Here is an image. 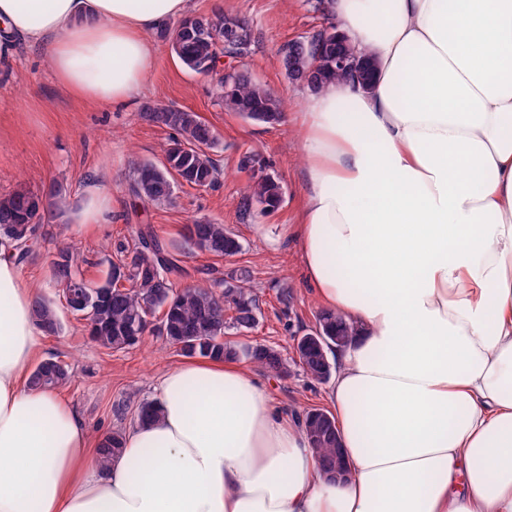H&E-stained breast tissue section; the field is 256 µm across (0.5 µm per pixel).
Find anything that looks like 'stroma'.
<instances>
[{
	"instance_id": "stroma-1",
	"label": "stroma",
	"mask_w": 512,
	"mask_h": 512,
	"mask_svg": "<svg viewBox=\"0 0 512 512\" xmlns=\"http://www.w3.org/2000/svg\"><path fill=\"white\" fill-rule=\"evenodd\" d=\"M219 11L246 19L256 36L251 52L234 59V66L248 71L283 100L288 112L301 111L306 88L288 79L278 49L319 29L325 18L307 0H193V14ZM149 105L190 110L213 126L218 141L210 154L222 172L216 187L200 189L179 182L173 203L133 205L128 194L132 161L163 164L172 137L171 130L141 119V110ZM247 152L258 154L267 172L279 179L283 200L274 211L255 208L244 218L240 207L249 174L238 163ZM304 167L300 144L288 123L259 124L229 111L217 96L211 76L185 69L170 43L162 40L155 43L140 94L119 108L94 106L68 96L49 63L35 51L22 52L0 66V195L20 186L44 194L55 187L66 199L64 214L49 216L38 227L29 255L17 270L55 305L60 328L56 335H41V356L70 365L74 377L59 393L77 407L91 430H127L136 421L138 405L153 399L164 372L183 357L152 334L121 352L100 349L89 340L84 320L62 301L49 263L61 242H68L81 277L97 285L104 281L117 245L131 240L142 224L151 225L160 240L182 250L192 281L221 278L241 268L251 270L261 311L259 323L242 336L229 331L228 339L274 345L291 359L288 376H261L285 416L328 408L332 381L313 380L294 363L295 337L307 333L320 312L288 233L302 201ZM99 181L112 197V220L80 223L85 189ZM205 220L223 222L233 230L240 251L226 258L184 251L186 225Z\"/></svg>"
}]
</instances>
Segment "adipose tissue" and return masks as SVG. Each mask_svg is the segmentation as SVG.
I'll use <instances>...</instances> for the list:
<instances>
[{
	"instance_id": "obj_1",
	"label": "adipose tissue",
	"mask_w": 512,
	"mask_h": 512,
	"mask_svg": "<svg viewBox=\"0 0 512 512\" xmlns=\"http://www.w3.org/2000/svg\"><path fill=\"white\" fill-rule=\"evenodd\" d=\"M376 63L309 91L291 231L356 334L330 400L349 470H320L253 366L187 361L100 466L101 434L31 387L33 287L0 240V512H512V0H322ZM190 0H0V61L36 49L77 100L141 90Z\"/></svg>"
}]
</instances>
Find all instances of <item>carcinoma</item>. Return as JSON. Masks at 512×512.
Segmentation results:
<instances>
[{
    "instance_id": "obj_1",
    "label": "carcinoma",
    "mask_w": 512,
    "mask_h": 512,
    "mask_svg": "<svg viewBox=\"0 0 512 512\" xmlns=\"http://www.w3.org/2000/svg\"><path fill=\"white\" fill-rule=\"evenodd\" d=\"M207 19L196 15L161 25L156 36L171 43L183 66L198 72L205 66L214 73L222 56H243L254 42L251 25L240 28L244 47L224 44V38L215 39L198 33L195 25ZM225 106L242 118L262 124L276 125L282 119V101L257 84L249 73L237 71L217 79ZM142 118L164 126L176 134L165 151L168 166L158 167L151 162H137L133 167L128 192L134 204L160 205L171 200L176 172L183 181L213 188L219 183L220 168L208 150L216 141L214 128L197 113L169 106H154L142 113ZM282 202V187L272 177H252L247 183L242 205L249 211L258 205L261 211H273ZM64 201L59 190L44 195L25 187L0 196V234L14 241L15 259L27 257L28 242L38 226L44 223L49 210L63 211ZM185 243L191 250H206L214 257L233 255L241 250L237 236L225 225L213 221H199L187 226ZM52 278L58 284L83 281L73 266L68 248L58 249L51 261ZM187 277L185 267L171 253L169 246L158 239L152 227L143 224L128 246L119 247V262L111 264L105 280L95 286L85 285L93 294L102 288L111 294L97 302L77 308L86 321L89 340L110 352L125 350L146 334L162 337L186 357L246 359L257 364L269 375L284 377L290 372L288 359L281 352L266 345L245 346L224 339L228 327L244 334L253 329L252 314L258 309L253 294L251 274L247 269L236 270L230 276L232 284L224 279L192 284L187 288L177 285ZM162 312L160 322H153L156 312ZM232 312L226 317V312ZM32 313L39 328L48 335L58 331L59 320L51 303L36 295ZM323 347L308 345L299 348L301 369L316 380L327 379L332 371L329 350L346 346L353 328L342 319L320 312L317 316ZM68 365L59 360L39 362L29 376V384L44 389H58L71 382ZM311 447L321 469L347 468L336 422L332 414L322 415L308 410L300 417ZM123 448V433L112 431L97 448L99 461L107 462Z\"/></svg>"
}]
</instances>
